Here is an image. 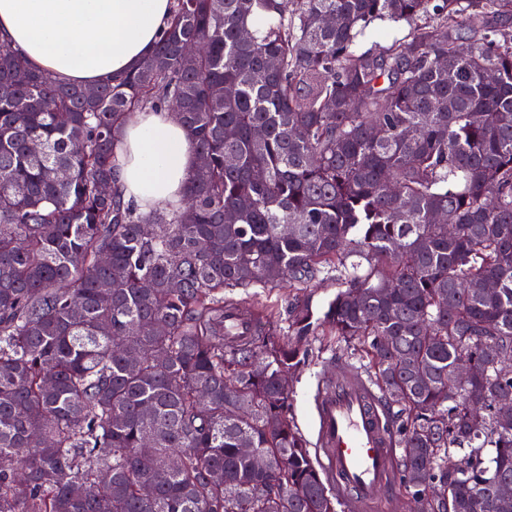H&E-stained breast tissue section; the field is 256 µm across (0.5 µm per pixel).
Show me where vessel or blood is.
Returning a JSON list of instances; mask_svg holds the SVG:
<instances>
[{
  "mask_svg": "<svg viewBox=\"0 0 512 512\" xmlns=\"http://www.w3.org/2000/svg\"><path fill=\"white\" fill-rule=\"evenodd\" d=\"M319 461L347 512H370L395 472V444L375 392L355 371L317 401Z\"/></svg>",
  "mask_w": 512,
  "mask_h": 512,
  "instance_id": "vessel-or-blood-1",
  "label": "vessel or blood"
}]
</instances>
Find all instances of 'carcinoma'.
Wrapping results in <instances>:
<instances>
[{"label":"carcinoma","mask_w":512,"mask_h":512,"mask_svg":"<svg viewBox=\"0 0 512 512\" xmlns=\"http://www.w3.org/2000/svg\"><path fill=\"white\" fill-rule=\"evenodd\" d=\"M377 21L410 32L357 50ZM173 100L198 162L145 215L115 146ZM333 273L288 338H224V293ZM317 337L365 359L419 512H512V0H172L92 87L0 42V512H340L291 410Z\"/></svg>","instance_id":"1"}]
</instances>
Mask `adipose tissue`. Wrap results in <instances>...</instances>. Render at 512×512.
Wrapping results in <instances>:
<instances>
[{
    "instance_id": "adipose-tissue-1",
    "label": "adipose tissue",
    "mask_w": 512,
    "mask_h": 512,
    "mask_svg": "<svg viewBox=\"0 0 512 512\" xmlns=\"http://www.w3.org/2000/svg\"><path fill=\"white\" fill-rule=\"evenodd\" d=\"M170 9L171 0H0V40L57 80L95 85L143 61ZM194 166L173 112L147 109L126 123L118 184L140 211L179 204Z\"/></svg>"
}]
</instances>
